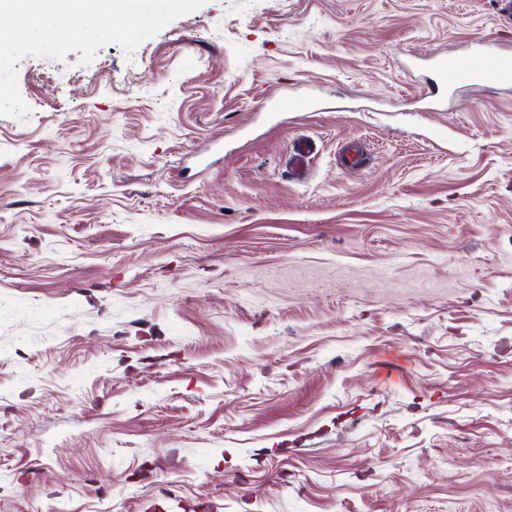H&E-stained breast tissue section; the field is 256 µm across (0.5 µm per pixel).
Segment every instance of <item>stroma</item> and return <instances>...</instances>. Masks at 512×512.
I'll list each match as a JSON object with an SVG mask.
<instances>
[{
    "instance_id": "obj_1",
    "label": "stroma",
    "mask_w": 512,
    "mask_h": 512,
    "mask_svg": "<svg viewBox=\"0 0 512 512\" xmlns=\"http://www.w3.org/2000/svg\"><path fill=\"white\" fill-rule=\"evenodd\" d=\"M482 41L496 0H206L18 62L0 512H512V86L412 64Z\"/></svg>"
}]
</instances>
